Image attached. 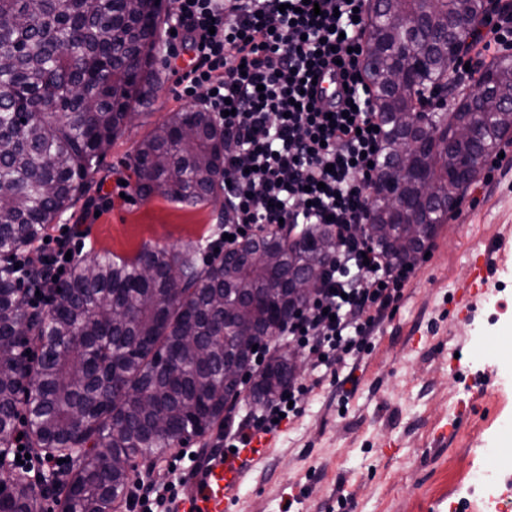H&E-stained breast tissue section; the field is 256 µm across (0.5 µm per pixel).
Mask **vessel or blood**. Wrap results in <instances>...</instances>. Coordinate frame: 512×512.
Instances as JSON below:
<instances>
[{
  "mask_svg": "<svg viewBox=\"0 0 512 512\" xmlns=\"http://www.w3.org/2000/svg\"><path fill=\"white\" fill-rule=\"evenodd\" d=\"M267 440H251L248 447L203 459L192 471L174 512H235V490L243 478V464L260 459Z\"/></svg>",
  "mask_w": 512,
  "mask_h": 512,
  "instance_id": "1",
  "label": "vessel or blood"
}]
</instances>
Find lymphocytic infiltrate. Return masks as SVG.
<instances>
[{"label": "lymphocytic infiltrate", "mask_w": 512, "mask_h": 512, "mask_svg": "<svg viewBox=\"0 0 512 512\" xmlns=\"http://www.w3.org/2000/svg\"><path fill=\"white\" fill-rule=\"evenodd\" d=\"M172 27L187 46L175 66L178 97L201 99L224 129V231L328 225L337 248L299 317L279 330L303 349L315 383L357 356L404 298L415 263L394 264L362 234L384 134L364 77L366 0H173ZM338 68L331 98L312 80ZM305 384L262 405L251 428L224 425L225 447L277 431Z\"/></svg>", "instance_id": "f902f5d3"}]
</instances>
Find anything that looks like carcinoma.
I'll return each instance as SVG.
<instances>
[{
	"instance_id": "carcinoma-1",
	"label": "carcinoma",
	"mask_w": 512,
	"mask_h": 512,
	"mask_svg": "<svg viewBox=\"0 0 512 512\" xmlns=\"http://www.w3.org/2000/svg\"><path fill=\"white\" fill-rule=\"evenodd\" d=\"M148 2L0 0V438H13L21 422L33 447L75 457L59 485L62 512H114L129 472L106 466L104 455L153 461L223 421L240 388L225 382L224 361L253 353V342L224 336V304L236 305L241 326L272 337L279 307L298 300L288 275L319 279L336 250L334 237L313 229L297 251L271 232L204 266L194 247L98 255L73 264L48 316L21 311L24 287L48 279L43 259L25 253L85 195L104 148L153 82L162 5ZM486 10L487 0H373L377 55L366 74L385 128L381 175H400L408 118L430 108L412 86L393 83L398 49L415 39L421 58L407 65L432 94L446 92L448 17ZM485 72L494 94L511 102L512 60ZM480 123L481 138L427 157L439 199L421 204L415 233L390 199L373 204L367 231L383 256L408 243L413 260L426 247L448 221V199L466 187L449 172L462 156L480 164L492 154L512 129V110L484 112ZM132 170L142 199L211 202L224 190V128L202 109L176 112L140 143ZM290 367L288 352H275L254 378L251 402L277 396ZM0 512H29V503L0 495Z\"/></svg>"
}]
</instances>
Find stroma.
<instances>
[{
    "mask_svg": "<svg viewBox=\"0 0 512 512\" xmlns=\"http://www.w3.org/2000/svg\"><path fill=\"white\" fill-rule=\"evenodd\" d=\"M155 86L107 149L89 192L53 224L76 225L75 258L135 256L143 246L197 247L207 258L219 235L214 203L185 206L118 191L132 178L142 140L186 100L172 93V69L154 63ZM492 178L478 176L440 225L406 285L404 299L357 358L303 396L301 413L269 437L238 492L240 512H328L338 495L346 512H459L483 497L495 512L497 489L465 475L498 453L501 480L512 477V351L497 336L512 331V245L495 264L468 315L458 307L471 260L512 235V145Z\"/></svg>",
    "mask_w": 512,
    "mask_h": 512,
    "instance_id": "1",
    "label": "stroma"
}]
</instances>
